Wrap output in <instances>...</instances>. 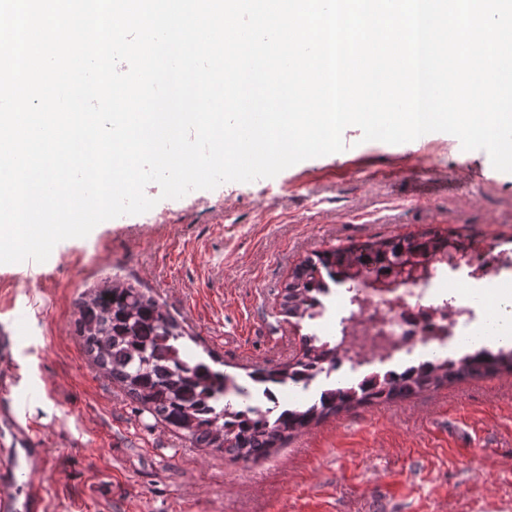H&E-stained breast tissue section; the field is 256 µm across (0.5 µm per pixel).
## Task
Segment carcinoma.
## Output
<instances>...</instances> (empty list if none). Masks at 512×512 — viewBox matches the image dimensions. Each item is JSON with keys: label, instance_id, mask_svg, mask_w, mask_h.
Here are the masks:
<instances>
[{"label": "carcinoma", "instance_id": "obj_1", "mask_svg": "<svg viewBox=\"0 0 512 512\" xmlns=\"http://www.w3.org/2000/svg\"><path fill=\"white\" fill-rule=\"evenodd\" d=\"M475 248L468 238L436 230L337 247L314 254L294 271L282 293L281 310L300 323L312 316L325 288L387 287L428 271L438 256L463 257ZM76 331L96 366L165 426L203 448H220L234 460H255L282 448L295 434L356 405L402 400L464 379L512 372V348L479 350L457 364L427 369L412 380L386 378L372 388L340 385L298 407L272 415L246 411L227 397L245 385L209 363L186 354L184 327L153 296L118 280L86 295ZM302 355L292 363L256 367L249 381L274 387L295 381L333 361L336 347L314 334L301 337Z\"/></svg>", "mask_w": 512, "mask_h": 512}]
</instances>
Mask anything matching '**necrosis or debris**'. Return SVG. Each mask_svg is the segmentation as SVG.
<instances>
[{
    "label": "necrosis or debris",
    "instance_id": "1",
    "mask_svg": "<svg viewBox=\"0 0 512 512\" xmlns=\"http://www.w3.org/2000/svg\"><path fill=\"white\" fill-rule=\"evenodd\" d=\"M466 263L473 292L463 297L441 293L445 268L439 264L391 291L339 288L323 296L315 322L338 340L337 371L359 373L364 385L410 378L426 366L427 354L483 335L492 317L483 283L512 272V251L480 247Z\"/></svg>",
    "mask_w": 512,
    "mask_h": 512
}]
</instances>
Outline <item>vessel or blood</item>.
Segmentation results:
<instances>
[{
    "label": "vessel or blood",
    "instance_id": "1",
    "mask_svg": "<svg viewBox=\"0 0 512 512\" xmlns=\"http://www.w3.org/2000/svg\"><path fill=\"white\" fill-rule=\"evenodd\" d=\"M13 339L0 336V392L11 390ZM28 419L14 407L0 409V512H44V487L39 479L48 452L37 445Z\"/></svg>",
    "mask_w": 512,
    "mask_h": 512
}]
</instances>
